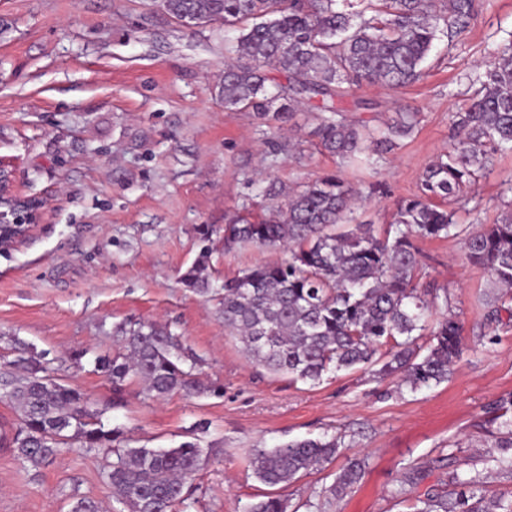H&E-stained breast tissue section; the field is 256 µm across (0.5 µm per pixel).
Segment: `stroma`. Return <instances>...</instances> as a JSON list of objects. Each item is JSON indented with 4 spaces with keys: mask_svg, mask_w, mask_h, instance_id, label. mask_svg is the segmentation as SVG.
Returning a JSON list of instances; mask_svg holds the SVG:
<instances>
[{
    "mask_svg": "<svg viewBox=\"0 0 512 512\" xmlns=\"http://www.w3.org/2000/svg\"><path fill=\"white\" fill-rule=\"evenodd\" d=\"M224 25L187 26L159 0H0V160L13 189L36 204L37 225L0 252V333L47 352L58 374L103 409L132 446L198 441L214 461L192 512H243L267 495L252 449L323 435L342 437L341 459L281 491L296 512H407L397 496L406 467L422 472L417 493L443 489L460 466L497 493L512 477L484 462L492 404L512 395V322L488 323L479 299L488 275L459 239L421 241L428 282L447 288L462 325V353L446 382L410 390L361 372L293 383L255 367L224 331L218 302L185 288L181 275L210 231L213 284L283 254L224 250V224L262 190L288 192L336 171L315 147V112L296 103L283 129L261 131L252 113L224 107ZM512 42V0H475L466 34L440 36L408 87L362 84L340 106L380 124L414 111L419 124L371 174H350L364 197L358 221L383 232L401 200L418 194L424 169L457 141L454 120L482 86L485 65ZM456 207L461 224H491L512 202V154L496 157ZM168 325L202 359L205 393L148 398L131 387L112 409V383L95 356L115 349L125 319ZM83 351L74 359V351ZM366 461L361 483L329 501L346 458ZM103 456L64 453L37 471L0 448V512H68L72 496L112 506Z\"/></svg>",
    "mask_w": 512,
    "mask_h": 512,
    "instance_id": "stroma-1",
    "label": "stroma"
}]
</instances>
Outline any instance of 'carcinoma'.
I'll use <instances>...</instances> for the list:
<instances>
[{"label": "carcinoma", "instance_id": "obj_1", "mask_svg": "<svg viewBox=\"0 0 512 512\" xmlns=\"http://www.w3.org/2000/svg\"><path fill=\"white\" fill-rule=\"evenodd\" d=\"M181 23L224 22L235 36L224 40V108L248 111L268 126L285 124L295 97L316 99L320 145L349 163L375 165L399 148L418 124V113L401 112L377 129L350 119L336 105L349 86L414 83L438 33L462 35L474 0H162ZM288 72V83L268 84L265 68ZM453 150L424 171L420 193L402 200L383 234L358 224L356 192L341 172L316 177L288 196L285 208L237 218L224 225V251L246 246L288 250L283 261L256 265L224 278L206 275L209 252L182 274L196 294L220 296L224 328L248 359L293 382L320 383L329 372L360 369L397 377L412 390L448 380L460 353L461 326L445 313L447 290L424 287L418 278L417 241L459 237L469 263L484 269L497 290L495 301H512V212L495 224L464 226L443 203L464 190L492 164L493 154L512 151V45L486 65L481 90L457 113ZM116 349L96 359L112 380V407L139 383L147 396L194 395L201 389L199 359L168 327L124 320L112 327ZM12 358L0 361V399L17 415L0 428L25 469L51 465L65 450L115 456L104 477L120 512H189L195 481L210 452L194 441L175 448L120 446L121 432L79 389L65 384L30 343L7 337ZM497 431L488 462L512 475V417L493 418ZM342 442L336 436L292 440L253 450L251 467L264 484L285 486L332 464ZM364 463L351 459L328 489L336 498L362 478ZM288 499L271 493L247 512H288ZM69 512H102L101 504L75 497ZM409 512H512V495H487L481 474L448 476V490L409 498Z\"/></svg>", "mask_w": 512, "mask_h": 512}]
</instances>
